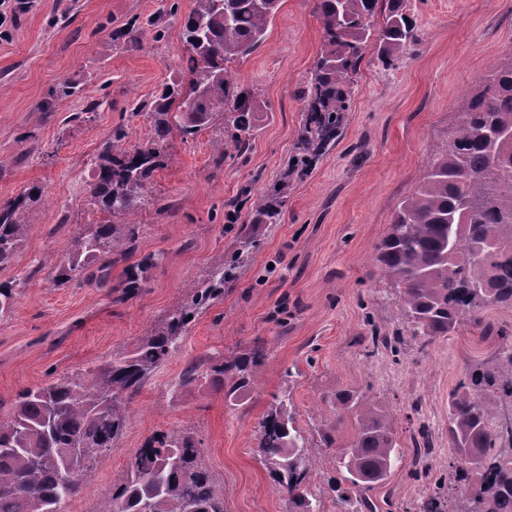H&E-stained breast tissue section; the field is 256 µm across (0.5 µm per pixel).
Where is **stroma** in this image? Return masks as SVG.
Returning <instances> with one entry per match:
<instances>
[{
  "label": "stroma",
  "instance_id": "35a3bbf8",
  "mask_svg": "<svg viewBox=\"0 0 512 512\" xmlns=\"http://www.w3.org/2000/svg\"><path fill=\"white\" fill-rule=\"evenodd\" d=\"M15 5L0 0V203L35 184L44 196L28 204L26 239L13 265L0 270V282L18 283L12 311L0 319V418L10 416L20 390L44 384L50 372L130 354L187 298L188 283L220 258L239 259L237 280L132 398L122 437L63 512H97L147 438L184 427L202 441L200 463L224 512H288V494L270 478L258 448L260 423L281 399L314 446L311 493L323 512H339L333 487L344 472L336 452L358 430L357 412L344 400L352 391L384 407L398 449L389 479L369 497L380 512H423L454 454L448 396L497 340L465 322L419 352L374 247L447 147L471 94L512 50V0H406L418 43L391 66L368 47L336 143L303 177L285 171L323 28L316 0H281L266 42L230 64L240 87L273 106L259 115L250 153L215 164L216 125L185 142L173 137L151 175L150 200L135 217L134 252L103 259L102 282L60 286L49 269L65 265L85 225L102 218L88 185L105 141L120 126L129 143L152 140L154 122L137 106L183 76L189 52L180 29L194 0H27L22 11ZM150 16L158 17L157 27L128 42L127 24ZM63 81L78 85V94L50 101ZM283 179L288 200L280 223H254L253 197ZM244 228L255 246L240 256L236 239ZM148 255L155 265L143 288L124 295L127 269ZM378 334L403 340L376 349L371 338ZM257 341L267 357L240 405L209 382L177 388L191 360ZM422 426L434 445L425 468L413 457ZM325 432L335 447H320Z\"/></svg>",
  "mask_w": 512,
  "mask_h": 512
}]
</instances>
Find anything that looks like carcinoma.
Segmentation results:
<instances>
[{
    "instance_id": "cac0c4a2",
    "label": "carcinoma",
    "mask_w": 512,
    "mask_h": 512,
    "mask_svg": "<svg viewBox=\"0 0 512 512\" xmlns=\"http://www.w3.org/2000/svg\"><path fill=\"white\" fill-rule=\"evenodd\" d=\"M404 0H317L323 42L301 97L305 102L296 162L306 173L336 141L351 89L367 47L379 45L390 65L417 42ZM280 0H195L181 35L189 46L188 78L147 106L155 137L144 145L127 142L122 127L100 154L88 193L93 204L121 224H89L77 239L59 285L95 278L91 264L114 252L135 249L137 224L129 218L149 199V178L178 133L186 140L224 116V137L216 141L219 161L245 156L257 114L272 106L238 89L228 63L261 47ZM512 51L495 64L448 133V147L404 198L392 224L375 246L376 261L398 288L397 304L409 335L421 348L453 332L463 321L500 340L484 361L468 367L448 399V492L427 496L424 512H512V330L483 321L494 306L512 308ZM33 185L0 208V268L10 266L27 235L26 203L41 198ZM252 211L260 224H276L282 205L256 195ZM496 241L509 249L486 253ZM152 267L149 258L130 267L123 288L136 294ZM236 267L216 262L192 285L190 301L175 305L165 323L141 337L132 354L76 374L56 375L44 385L20 390L12 415L0 419V512H62L97 460L112 451L128 422V403L150 376L176 352L200 311L224 297ZM15 288L0 282V319L11 312ZM266 347L228 357L193 361L183 370L181 389L209 381L236 402L251 387ZM363 405L358 433L336 463L354 489L384 481L391 473L396 442L381 407L362 404L356 392L345 401ZM259 448L275 483L288 492L291 512H320L308 492L310 444L280 401L260 423ZM414 453L426 458L432 444L425 428L414 438ZM201 441L194 430L155 433L128 464L127 478L103 496L98 512H224L208 472L200 467ZM342 512H374L367 500L338 494Z\"/></svg>"
}]
</instances>
